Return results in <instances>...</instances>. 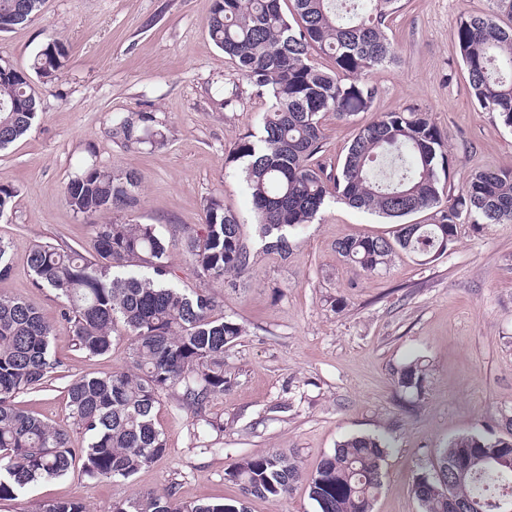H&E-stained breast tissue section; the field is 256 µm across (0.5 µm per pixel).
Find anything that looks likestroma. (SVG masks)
I'll return each mask as SVG.
<instances>
[{
    "label": "stroma",
    "mask_w": 512,
    "mask_h": 512,
    "mask_svg": "<svg viewBox=\"0 0 512 512\" xmlns=\"http://www.w3.org/2000/svg\"><path fill=\"white\" fill-rule=\"evenodd\" d=\"M487 0H401L387 21L397 64L368 74L370 111L326 113L319 160L335 176L358 128L383 112L414 109L439 128L449 158L448 186L459 190L481 169L512 167V130L474 102L454 38L461 14ZM212 0H44L27 24L0 33V63L28 68L47 39L67 58L51 85L32 77L38 116L21 139L0 148V187L15 191L0 216L12 269L0 294L35 305L54 328L62 362L43 390L17 402L82 436L66 389L75 378L130 370L125 338L89 357L74 347L53 290L36 287L27 266L34 245L94 255L98 224L123 218L170 234L171 283L198 284L182 250L183 232L200 231L209 197L222 195L251 251L249 276L215 288L218 312L245 333L224 355L227 382L205 419L161 394L155 419L166 453L128 482L81 472L0 500V512H43L77 500L88 512H114L142 491L172 494L181 506L241 496L227 477L241 458L280 451L303 471L347 438H384L389 448L374 512H421L412 485L437 451L461 436L503 435L512 418V224L458 227L445 254L424 260L401 251L386 271L359 273L337 251L346 237L388 236L393 220L328 201L296 229L288 255L265 250L254 232L251 198L232 156L257 132L268 100L210 40ZM152 112L166 123L165 147L129 149L110 135L113 116ZM135 171L137 203L123 214H76L63 190L87 164ZM419 361L421 393L398 387L395 372ZM248 512H318L306 481L278 500L252 498Z\"/></svg>",
    "instance_id": "35a3bbf8"
}]
</instances>
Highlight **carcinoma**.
<instances>
[{"mask_svg": "<svg viewBox=\"0 0 512 512\" xmlns=\"http://www.w3.org/2000/svg\"><path fill=\"white\" fill-rule=\"evenodd\" d=\"M43 0H0V32L26 24ZM213 0L206 27L211 41L231 59L257 92L268 98L258 132L237 144L233 160L242 161L259 238L268 251L283 255L289 233L310 224L333 195L349 206L398 221L391 237H346L338 253L365 274L386 269L399 250L429 258L443 255L457 225L512 223V168L476 173L442 205L449 158L441 133L424 113L412 109L385 112L361 126L336 177L313 158L322 152V118L367 112L376 89L361 76L396 60L386 33L387 19L400 0H356L342 15L337 0ZM485 13L464 14L454 36L472 95L478 106L512 129V79L501 77L496 61L512 65V0H489ZM327 56L323 70L310 51ZM65 46L47 42L30 70L10 68L0 75V147L25 136L38 114L29 72L50 84L59 78ZM112 138L131 145L164 146L167 125L150 112L112 122ZM137 176L92 163L65 188L72 210L92 215L102 209L136 204ZM432 210L430 224L403 218ZM185 253L203 287L178 288L170 274L165 236L154 224L117 220L96 226V256L37 245L28 265L39 288L61 300L62 317L72 324L77 350L99 356L109 352L115 326L127 332L135 372L106 377L80 376L67 386L73 424L86 445L73 446L69 433L17 407L15 399L42 390L61 367L53 355L52 327L31 304L0 295V499L12 498L43 481L67 475L75 467L89 478L126 482L166 452L154 411L160 393L172 392L183 409L200 415L224 394V352L244 327L216 313L210 289L224 276L250 271L251 252L242 224L216 197L205 205L201 233L185 236ZM422 367L411 363L397 372V384L419 391ZM506 434L467 435L437 452L464 465L467 475L448 490V475L418 474L413 494L422 512H512V465L489 467L483 459L512 454V419ZM386 447L373 436H354L337 445L307 476L318 512H373L381 488ZM245 498L279 499L300 479L299 468L269 452L245 457L227 473ZM44 512H87L79 501L49 503ZM115 512H247L244 501L201 502L182 508L170 496L141 493L118 504Z\"/></svg>", "mask_w": 512, "mask_h": 512, "instance_id": "obj_1", "label": "carcinoma"}]
</instances>
